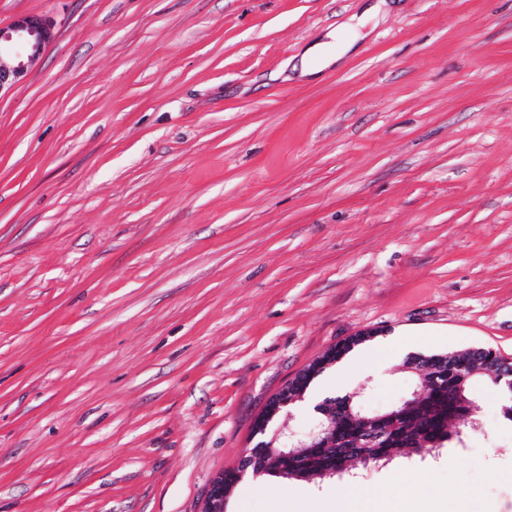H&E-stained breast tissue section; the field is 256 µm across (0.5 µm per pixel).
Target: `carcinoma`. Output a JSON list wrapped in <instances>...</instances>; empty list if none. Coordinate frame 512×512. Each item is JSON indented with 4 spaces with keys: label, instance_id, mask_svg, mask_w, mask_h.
<instances>
[{
    "label": "carcinoma",
    "instance_id": "1",
    "mask_svg": "<svg viewBox=\"0 0 512 512\" xmlns=\"http://www.w3.org/2000/svg\"><path fill=\"white\" fill-rule=\"evenodd\" d=\"M511 367L490 347L483 352L469 348L431 353L417 374L421 397L409 405L402 403L373 414L359 412L354 404L348 412L342 399L332 400L324 425L331 426L333 445L304 456L278 459L279 475L303 478L356 459L385 467L402 455L423 458L435 456L444 448H456L462 438L448 429L449 422L478 419L474 377L479 374L487 378L494 370Z\"/></svg>",
    "mask_w": 512,
    "mask_h": 512
}]
</instances>
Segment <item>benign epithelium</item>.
<instances>
[{"mask_svg":"<svg viewBox=\"0 0 512 512\" xmlns=\"http://www.w3.org/2000/svg\"><path fill=\"white\" fill-rule=\"evenodd\" d=\"M53 37L54 25L42 17L21 16L6 27L0 26V92L11 89L25 77L28 67L42 56ZM294 389L292 382L269 399L253 424L255 445L245 449L234 473L221 472L212 480L201 512H224L227 498L245 476L267 473L271 459L295 448L308 452L323 440L320 433L312 432L307 440L288 444L283 440L284 430L271 429L274 419L296 401Z\"/></svg>","mask_w":512,"mask_h":512,"instance_id":"1","label":"benign epithelium"}]
</instances>
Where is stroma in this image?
Returning <instances> with one entry per match:
<instances>
[{
	"label": "stroma",
	"instance_id": "35a3bbf8",
	"mask_svg": "<svg viewBox=\"0 0 512 512\" xmlns=\"http://www.w3.org/2000/svg\"><path fill=\"white\" fill-rule=\"evenodd\" d=\"M55 38L0 96V512H200L268 399L410 397L411 354L512 362V0H0ZM359 18L352 49L303 52ZM462 448L354 479L245 477L226 512H512L478 379ZM329 37L332 38L331 42L316 46L302 57L300 65L302 77L312 75L336 62L345 47H349L353 42V38L351 39L349 35L345 34L333 33Z\"/></svg>",
	"mask_w": 512,
	"mask_h": 512
}]
</instances>
